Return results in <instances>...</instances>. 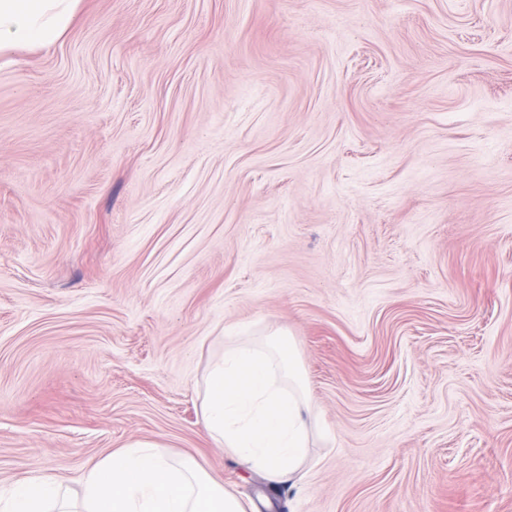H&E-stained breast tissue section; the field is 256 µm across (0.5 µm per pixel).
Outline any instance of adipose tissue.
<instances>
[{"label": "adipose tissue", "mask_w": 512, "mask_h": 512, "mask_svg": "<svg viewBox=\"0 0 512 512\" xmlns=\"http://www.w3.org/2000/svg\"><path fill=\"white\" fill-rule=\"evenodd\" d=\"M79 0H0V53L53 43ZM230 329L204 378L201 416L216 447L278 483L297 476L309 448L312 398L296 343L273 331L264 345ZM0 512H245L192 458L174 460L158 441L127 443L84 470L76 496L49 475L22 478L0 495Z\"/></svg>", "instance_id": "obj_1"}]
</instances>
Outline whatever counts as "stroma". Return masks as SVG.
<instances>
[{"mask_svg":"<svg viewBox=\"0 0 512 512\" xmlns=\"http://www.w3.org/2000/svg\"><path fill=\"white\" fill-rule=\"evenodd\" d=\"M241 324L297 484L201 422ZM145 438L246 512H512V0H81L0 55V490ZM248 330L236 326L224 336L205 374L201 416L217 448L279 483L306 459L312 398L293 337L277 329L255 346L242 340Z\"/></svg>","mask_w":512,"mask_h":512,"instance_id":"obj_1","label":"stroma"}]
</instances>
